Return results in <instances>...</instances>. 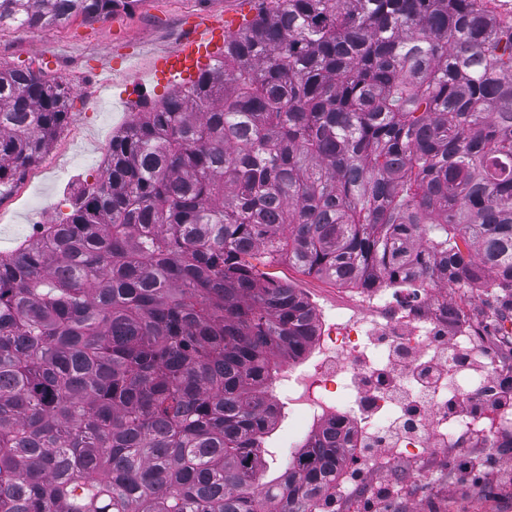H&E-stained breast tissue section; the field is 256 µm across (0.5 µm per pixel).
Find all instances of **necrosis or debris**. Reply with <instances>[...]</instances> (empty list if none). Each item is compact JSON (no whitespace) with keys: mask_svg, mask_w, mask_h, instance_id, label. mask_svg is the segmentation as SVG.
<instances>
[{"mask_svg":"<svg viewBox=\"0 0 512 512\" xmlns=\"http://www.w3.org/2000/svg\"><path fill=\"white\" fill-rule=\"evenodd\" d=\"M445 285L418 281L405 286L382 281L377 287L352 292L346 302L315 310L322 327L310 346L311 355L285 370L279 386L293 416L285 440L297 449L319 428L336 426L352 448V463L363 466L362 450L387 453L390 446L419 461L461 447L495 448L504 433H512V408H486L474 417L450 411L451 402L467 399L484 403L497 390L505 363L498 348L512 346V338L489 339L480 329L464 326L456 340L448 328L455 312L443 298ZM483 362L472 372L456 359L459 351ZM407 354L408 372L436 362L446 365L448 382L433 398L404 404L393 396L402 382L393 361L394 352ZM413 424L396 443L379 441L384 421Z\"/></svg>","mask_w":512,"mask_h":512,"instance_id":"1","label":"necrosis or debris"}]
</instances>
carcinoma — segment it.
Here are the masks:
<instances>
[{
    "instance_id": "obj_1",
    "label": "carcinoma",
    "mask_w": 512,
    "mask_h": 512,
    "mask_svg": "<svg viewBox=\"0 0 512 512\" xmlns=\"http://www.w3.org/2000/svg\"><path fill=\"white\" fill-rule=\"evenodd\" d=\"M136 0H0V28ZM71 88L0 68V187ZM512 292V27L481 0H280L115 135L0 254V512H314L330 426L270 472L269 389L316 335L267 268Z\"/></svg>"
}]
</instances>
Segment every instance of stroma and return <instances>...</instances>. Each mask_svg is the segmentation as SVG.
Returning a JSON list of instances; mask_svg holds the SVG:
<instances>
[{
    "mask_svg": "<svg viewBox=\"0 0 512 512\" xmlns=\"http://www.w3.org/2000/svg\"><path fill=\"white\" fill-rule=\"evenodd\" d=\"M255 6L276 8V0H139L131 11H116L105 21L74 19L57 28L0 29V66L32 67L59 77L72 88L68 121L47 154L20 178L0 188V253L10 251L39 224L59 222L71 211L72 196L103 173L112 135L142 103L167 95L166 85L148 77L155 55L174 46L191 16H221ZM276 279L296 288L315 304L332 308L345 296L336 283L305 274L282 263ZM504 293L471 283L448 291L449 304L468 312L476 323L496 334L512 323V309L503 307ZM462 453L431 458L423 476L403 456L395 457L397 473L411 479L407 499L395 501V512L415 502L419 512H512V485L492 483L486 475L466 474Z\"/></svg>",
    "mask_w": 512,
    "mask_h": 512,
    "instance_id": "1",
    "label": "stroma"
}]
</instances>
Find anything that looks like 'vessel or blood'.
Segmentation results:
<instances>
[{
    "label": "vessel or blood",
    "mask_w": 512,
    "mask_h": 512,
    "mask_svg": "<svg viewBox=\"0 0 512 512\" xmlns=\"http://www.w3.org/2000/svg\"><path fill=\"white\" fill-rule=\"evenodd\" d=\"M239 19H231L229 24L213 21L205 16L197 17L188 28L178 45L157 54L149 70L154 80L174 81L184 75H198L205 61L224 45L226 33L238 31Z\"/></svg>",
    "instance_id": "b4317fda"
}]
</instances>
